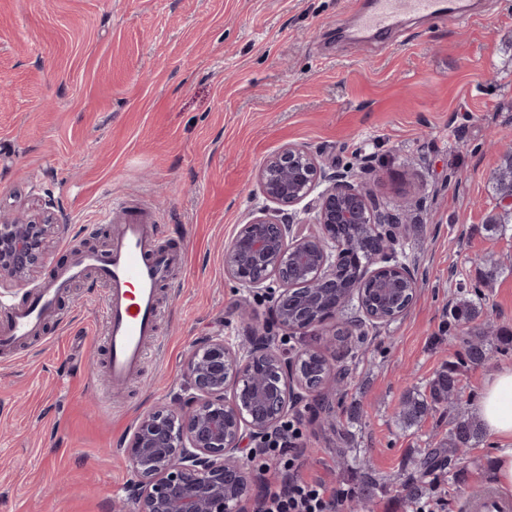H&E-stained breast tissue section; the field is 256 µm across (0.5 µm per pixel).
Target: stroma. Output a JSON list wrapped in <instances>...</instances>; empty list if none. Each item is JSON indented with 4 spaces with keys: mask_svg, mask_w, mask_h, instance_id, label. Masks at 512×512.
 Wrapping results in <instances>:
<instances>
[{
    "mask_svg": "<svg viewBox=\"0 0 512 512\" xmlns=\"http://www.w3.org/2000/svg\"><path fill=\"white\" fill-rule=\"evenodd\" d=\"M365 5L0 0V214L34 216L51 199L66 226L24 280L0 282V305L27 301L76 249L107 250L118 201L154 211L158 245L186 255L160 290L163 342L123 387L108 377L92 273L0 354V512H112L134 426L179 393L194 343L264 331L269 303L225 275L224 245L262 205L257 172L286 143L359 169L385 204L412 203L399 245L419 288L402 318L362 340H333L328 326L278 336L351 371L344 394L326 388L330 413L309 400L287 415L305 474L354 489L366 458L379 480L371 512H410L401 486L421 450L444 446L448 413L407 427L396 412L462 351L448 322L459 284L478 289L479 319L494 326L484 363L460 368L467 405L512 368V223L488 228L504 213L492 176L512 143V0H475L469 21L407 15L384 40L357 36ZM493 443L470 448L455 476L431 473L424 496L460 512L488 483Z\"/></svg>",
    "mask_w": 512,
    "mask_h": 512,
    "instance_id": "1",
    "label": "stroma"
}]
</instances>
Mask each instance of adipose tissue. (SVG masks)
Returning a JSON list of instances; mask_svg holds the SVG:
<instances>
[{
  "label": "adipose tissue",
  "mask_w": 512,
  "mask_h": 512,
  "mask_svg": "<svg viewBox=\"0 0 512 512\" xmlns=\"http://www.w3.org/2000/svg\"><path fill=\"white\" fill-rule=\"evenodd\" d=\"M473 413L498 445L489 465L490 478L503 495L512 496V368L486 380Z\"/></svg>",
  "instance_id": "1"
}]
</instances>
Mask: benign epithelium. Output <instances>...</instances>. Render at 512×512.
<instances>
[{"label": "benign epithelium", "mask_w": 512, "mask_h": 512, "mask_svg": "<svg viewBox=\"0 0 512 512\" xmlns=\"http://www.w3.org/2000/svg\"><path fill=\"white\" fill-rule=\"evenodd\" d=\"M258 186L265 204L224 246V271L269 299L270 326L235 343L210 336L193 346L183 392L143 414L129 439L133 478L113 512H247L249 460L325 384L302 369L322 353L288 356L273 329L314 335L335 317L336 300L354 295L357 321L374 328L404 316L417 296L415 269L395 249L407 204L386 208L351 167L293 144L264 160ZM308 198L315 232L291 214ZM62 228L50 214L42 223L1 216L0 282L26 278Z\"/></svg>", "instance_id": "7a95c632"}]
</instances>
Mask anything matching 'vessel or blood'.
I'll return each instance as SVG.
<instances>
[{
  "mask_svg": "<svg viewBox=\"0 0 512 512\" xmlns=\"http://www.w3.org/2000/svg\"><path fill=\"white\" fill-rule=\"evenodd\" d=\"M414 14L444 20L471 16V0H370L359 17L358 28L367 36L395 29L402 16ZM156 221L150 212L130 211L121 234L109 252L78 253L72 263L22 306L9 308L0 321V350H10L33 335L41 319L54 308L56 299L87 270H96L105 288L101 308L102 343L108 351L114 382L136 372L147 342H160L158 323L162 312L156 290L182 263L183 255L160 249L155 244ZM463 512H512V501L500 498L490 487L469 493Z\"/></svg>",
  "mask_w": 512,
  "mask_h": 512,
  "instance_id": "1",
  "label": "vessel or blood"
}]
</instances>
